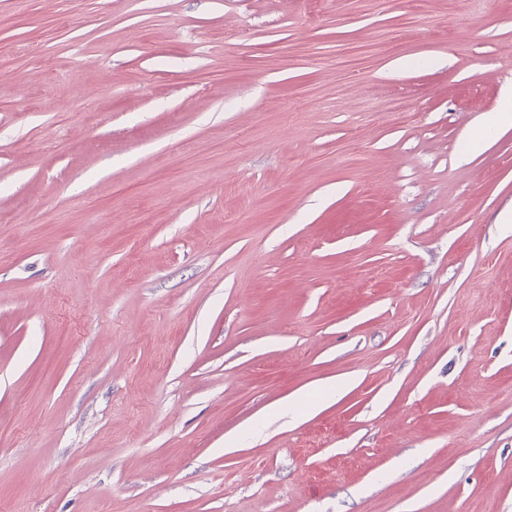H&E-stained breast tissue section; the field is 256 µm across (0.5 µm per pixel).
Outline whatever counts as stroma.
Masks as SVG:
<instances>
[{
	"label": "stroma",
	"instance_id": "stroma-1",
	"mask_svg": "<svg viewBox=\"0 0 512 512\" xmlns=\"http://www.w3.org/2000/svg\"><path fill=\"white\" fill-rule=\"evenodd\" d=\"M509 96L512 0H0V512H512ZM418 109L409 99L394 97L389 99L380 113L376 116L391 125H405L411 119H416Z\"/></svg>",
	"mask_w": 512,
	"mask_h": 512
}]
</instances>
